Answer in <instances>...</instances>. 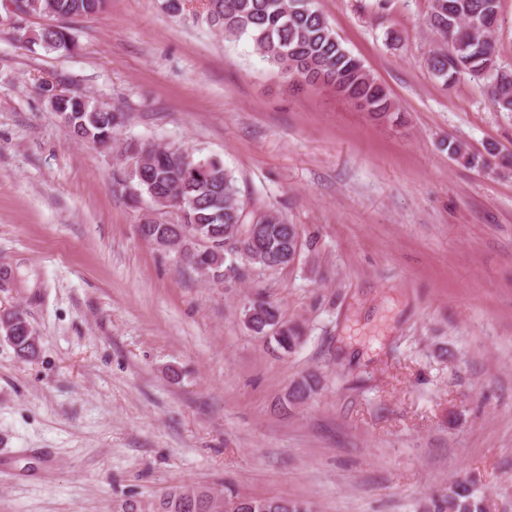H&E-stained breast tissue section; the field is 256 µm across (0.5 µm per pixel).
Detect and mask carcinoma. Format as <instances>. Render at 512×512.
<instances>
[{
    "instance_id": "cac0c4a2",
    "label": "carcinoma",
    "mask_w": 512,
    "mask_h": 512,
    "mask_svg": "<svg viewBox=\"0 0 512 512\" xmlns=\"http://www.w3.org/2000/svg\"><path fill=\"white\" fill-rule=\"evenodd\" d=\"M14 13H40L51 5L54 17L71 19L91 16L104 9L107 0H12ZM207 20L224 39L245 38L270 64L282 69L287 88L321 85L337 96L361 106L374 120H390L396 113L395 102L361 60L337 39L315 0H206ZM501 0H431L427 23L437 37L438 47L430 54L427 65L433 75L448 88L462 79L492 97L499 111L512 112V68L498 63L497 44L493 37L500 22ZM27 43L48 52H69L75 47L69 29L61 25L49 28L17 29ZM58 115L79 139L108 147L117 129L125 124V113L110 111L93 98L72 93L60 103ZM448 155L467 165H484L486 161L468 152L460 143L448 142ZM140 195L165 197L170 207L184 213L182 227L208 239L222 241L252 230L245 227L244 205L233 175L224 164L211 157H193L186 149L165 146L160 156L145 164L142 176L133 179ZM161 213L138 229L151 242L174 233L164 223ZM258 223L264 225L259 239H245L240 251L242 263L227 258V251L197 252L185 257L184 263L195 271L206 270L214 282L245 276L244 264L275 269L288 264L287 252L300 237L297 224H289L282 215L263 212ZM250 330L262 334L273 322L280 321L277 307L263 297L255 299L246 310ZM278 346L292 352L300 344L303 330L297 324L282 323ZM0 337L22 358L33 356L37 348L28 343L31 335L21 324H6L0 319ZM317 376L309 374L296 380L288 402L301 403L319 387ZM189 488L173 489L163 496L159 512H312L309 502L290 498L243 496L232 489L212 501L188 497ZM427 512H488V501L467 480L452 482L432 496Z\"/></svg>"
}]
</instances>
